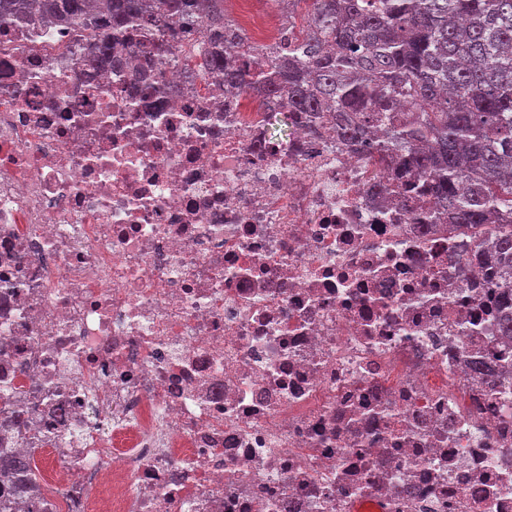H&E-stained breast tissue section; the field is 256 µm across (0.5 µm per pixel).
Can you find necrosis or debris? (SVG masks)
<instances>
[{
	"label": "necrosis or debris",
	"mask_w": 512,
	"mask_h": 512,
	"mask_svg": "<svg viewBox=\"0 0 512 512\" xmlns=\"http://www.w3.org/2000/svg\"><path fill=\"white\" fill-rule=\"evenodd\" d=\"M83 55L0 28V454L56 466L16 512H512L470 232L329 120Z\"/></svg>",
	"instance_id": "obj_1"
}]
</instances>
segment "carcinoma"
Instances as JSON below:
<instances>
[{
    "label": "carcinoma",
    "instance_id": "1",
    "mask_svg": "<svg viewBox=\"0 0 512 512\" xmlns=\"http://www.w3.org/2000/svg\"><path fill=\"white\" fill-rule=\"evenodd\" d=\"M303 24L257 51L224 0H0L17 19L94 32L84 61L123 67L136 26L152 70L191 43L188 79L213 94L256 92L292 112L336 118L367 152L395 154L425 181L450 224L494 225L475 247L501 288L500 331L512 336V0H296ZM405 118L381 128L382 114ZM33 480L26 458L0 459V483Z\"/></svg>",
    "mask_w": 512,
    "mask_h": 512
}]
</instances>
